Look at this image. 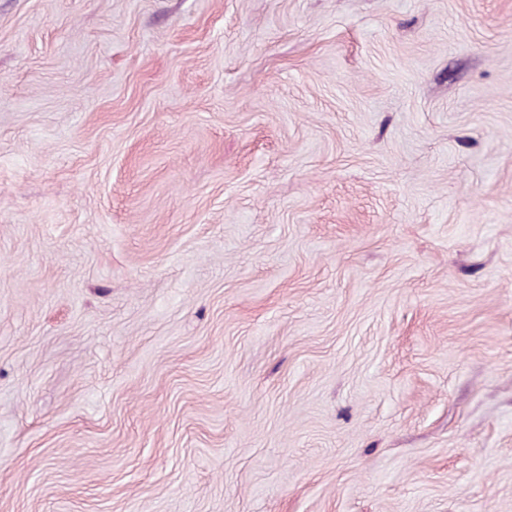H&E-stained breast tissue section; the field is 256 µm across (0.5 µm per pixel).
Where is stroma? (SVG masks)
<instances>
[{
    "instance_id": "35a3bbf8",
    "label": "stroma",
    "mask_w": 512,
    "mask_h": 512,
    "mask_svg": "<svg viewBox=\"0 0 512 512\" xmlns=\"http://www.w3.org/2000/svg\"><path fill=\"white\" fill-rule=\"evenodd\" d=\"M0 512H512V0H0Z\"/></svg>"
}]
</instances>
